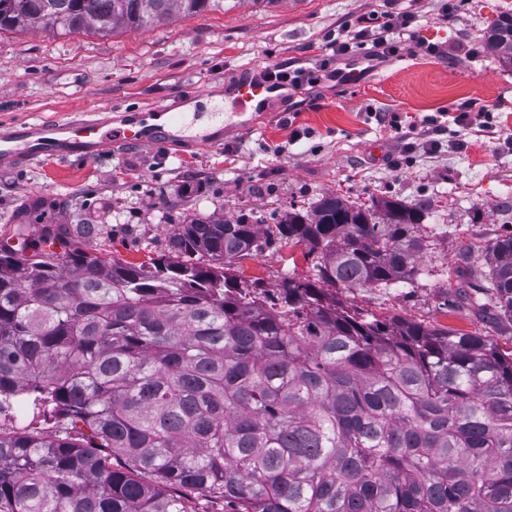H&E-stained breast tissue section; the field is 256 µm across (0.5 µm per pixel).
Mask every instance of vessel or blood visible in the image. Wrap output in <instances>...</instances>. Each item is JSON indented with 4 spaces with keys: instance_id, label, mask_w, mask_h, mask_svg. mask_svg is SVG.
Returning <instances> with one entry per match:
<instances>
[{
    "instance_id": "obj_1",
    "label": "vessel or blood",
    "mask_w": 512,
    "mask_h": 512,
    "mask_svg": "<svg viewBox=\"0 0 512 512\" xmlns=\"http://www.w3.org/2000/svg\"><path fill=\"white\" fill-rule=\"evenodd\" d=\"M269 91L268 81L255 77L251 69H243L236 80L235 103L243 111L258 109ZM202 118L199 112L167 111L162 122L152 123L142 115L131 118L97 112L64 121H22L0 128V162L23 168L52 159H92L116 141L154 149H179L192 139L202 147L223 145L220 131L187 135L188 124Z\"/></svg>"
}]
</instances>
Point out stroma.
<instances>
[{
	"mask_svg": "<svg viewBox=\"0 0 512 512\" xmlns=\"http://www.w3.org/2000/svg\"><path fill=\"white\" fill-rule=\"evenodd\" d=\"M446 0H224L220 11L173 17L116 35L49 30L0 34V127L66 120L110 105L159 112L192 93L225 95L222 148L182 151L117 146L88 161L0 166V241L17 226L94 224L87 250L142 262L165 253L188 218L275 225L327 192L367 204L393 197L425 208L434 240L416 288H340L337 298L379 317H402L485 337L512 350L467 299L460 251L483 262L485 247L512 225V68L487 51L485 31L512 0H469L445 16ZM409 11L413 37L369 66L370 42L351 39L359 17ZM432 37L438 55L421 45ZM349 52L327 55L330 42ZM277 66L312 73V89L269 98L240 113L228 94L238 70ZM360 71L359 80L329 78ZM469 103L492 113L493 130L435 131L429 120ZM242 279L276 288L304 279L303 246L275 242L238 260Z\"/></svg>",
	"mask_w": 512,
	"mask_h": 512,
	"instance_id": "obj_1",
	"label": "stroma"
}]
</instances>
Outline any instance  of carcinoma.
<instances>
[{"label": "carcinoma", "mask_w": 512, "mask_h": 512, "mask_svg": "<svg viewBox=\"0 0 512 512\" xmlns=\"http://www.w3.org/2000/svg\"><path fill=\"white\" fill-rule=\"evenodd\" d=\"M224 0H0V33L109 35ZM512 65V12L485 38ZM423 210L334 193L261 224L194 216L140 264L75 235L0 246V512H512V353L380 319L336 288H416ZM313 274L269 292L236 261L272 237ZM59 242L61 252L47 251ZM465 253L468 287L512 326V232Z\"/></svg>", "instance_id": "cac0c4a2"}]
</instances>
